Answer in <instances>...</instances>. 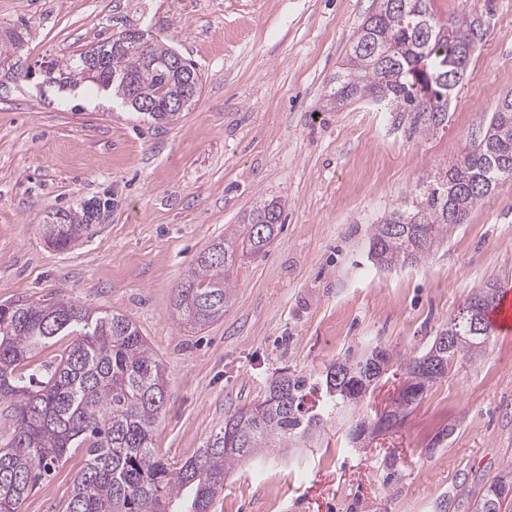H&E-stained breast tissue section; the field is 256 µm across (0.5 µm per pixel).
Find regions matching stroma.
<instances>
[{"label": "stroma", "instance_id": "1", "mask_svg": "<svg viewBox=\"0 0 512 512\" xmlns=\"http://www.w3.org/2000/svg\"><path fill=\"white\" fill-rule=\"evenodd\" d=\"M374 0H0V25L25 24L32 68L127 28L164 40L202 76L175 123L155 127L78 95L0 87V304L65 298L130 317L166 368L157 454L194 456L226 415L257 403L281 372L318 374L379 344L390 370L363 409L267 450L227 475L211 512H473L512 465V333L459 358L400 425L370 445L351 424L387 408L471 293L512 291V181L419 262L372 264L374 224L410 204L484 136L512 90V0H431L441 19L475 13L486 37L443 127L328 95ZM105 196L112 206L71 247L41 224ZM277 198L282 226L231 274L234 300L199 329L176 319L177 285L197 257L257 202ZM82 454L20 512H62Z\"/></svg>", "mask_w": 512, "mask_h": 512}]
</instances>
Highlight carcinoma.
Segmentation results:
<instances>
[{"label": "carcinoma", "instance_id": "cac0c4a2", "mask_svg": "<svg viewBox=\"0 0 512 512\" xmlns=\"http://www.w3.org/2000/svg\"><path fill=\"white\" fill-rule=\"evenodd\" d=\"M486 36L476 14L446 24L431 12L429 0H377L351 42L346 67L336 75L333 98L344 106L368 98L397 112H409L423 132L442 126L448 103ZM24 44L22 28H0V78L20 81L14 66ZM175 50L151 40L144 49L130 42V30L52 61L49 70L70 92L92 89L112 97L142 121L171 124L174 103L192 105L201 74L186 59L171 68ZM512 180V93L498 102L484 138L404 209L375 225L370 253L387 268L413 264L463 224L473 209L504 182ZM108 197L89 201L80 213H56L43 225L58 249L76 241L110 208ZM278 201H264L224 229V238L197 257L174 297L179 323L206 326L224 316L234 293L230 272L237 263L266 251L281 229ZM482 333L472 331L469 315L458 313L448 332L459 337L453 350L434 339L429 350L406 366L405 388L384 417L358 421L352 440L391 428L420 401L459 357L486 353L495 334L489 314L501 287L477 289ZM59 336L74 340L55 360L30 367L40 349ZM375 349L346 354L325 374H280L263 399L225 418L203 448L175 466L160 457L152 433L166 401L165 368L136 324L119 313L96 312L71 300L18 299L0 304V399L12 405L15 428L0 446V512H18L21 502L46 479L70 448H85L64 512H210L224 479L235 465L270 448H284L319 428L332 412L363 403L371 394ZM322 405L311 411L304 400L311 385ZM506 493L488 512L512 508V485L497 479Z\"/></svg>", "mask_w": 512, "mask_h": 512}]
</instances>
